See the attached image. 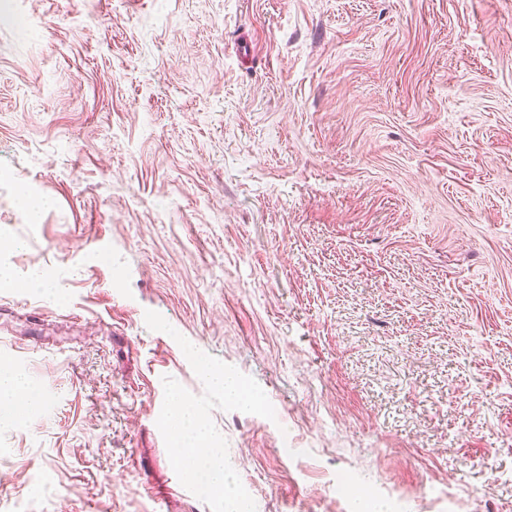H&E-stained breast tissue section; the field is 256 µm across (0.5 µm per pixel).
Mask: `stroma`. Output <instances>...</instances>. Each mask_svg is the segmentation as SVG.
<instances>
[{"instance_id":"35a3bbf8","label":"stroma","mask_w":512,"mask_h":512,"mask_svg":"<svg viewBox=\"0 0 512 512\" xmlns=\"http://www.w3.org/2000/svg\"><path fill=\"white\" fill-rule=\"evenodd\" d=\"M0 267V512H211L181 336L256 512H512V0H0ZM24 382L11 369L0 367V410L17 412L29 405L24 404Z\"/></svg>"}]
</instances>
